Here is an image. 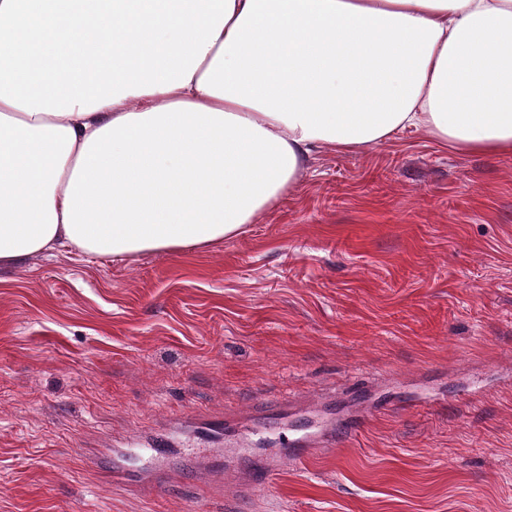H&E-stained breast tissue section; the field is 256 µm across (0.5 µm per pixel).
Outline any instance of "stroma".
<instances>
[{"mask_svg":"<svg viewBox=\"0 0 512 512\" xmlns=\"http://www.w3.org/2000/svg\"><path fill=\"white\" fill-rule=\"evenodd\" d=\"M289 394L257 454L364 424L247 501L191 476L201 426ZM137 433L175 448L156 496L84 459ZM0 512H512V155L407 129L222 243L0 268Z\"/></svg>","mask_w":512,"mask_h":512,"instance_id":"35a3bbf8","label":"stroma"}]
</instances>
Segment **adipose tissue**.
<instances>
[{
  "label": "adipose tissue",
  "mask_w": 512,
  "mask_h": 512,
  "mask_svg": "<svg viewBox=\"0 0 512 512\" xmlns=\"http://www.w3.org/2000/svg\"><path fill=\"white\" fill-rule=\"evenodd\" d=\"M408 127L512 155V0H0V266L223 242Z\"/></svg>",
  "instance_id": "ef3b65f1"
}]
</instances>
